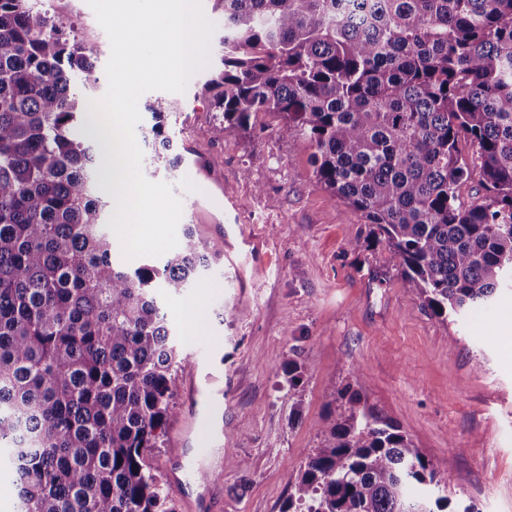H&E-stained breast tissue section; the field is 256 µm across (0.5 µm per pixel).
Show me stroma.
<instances>
[{
    "mask_svg": "<svg viewBox=\"0 0 512 512\" xmlns=\"http://www.w3.org/2000/svg\"><path fill=\"white\" fill-rule=\"evenodd\" d=\"M49 9L91 50L87 90L102 97L111 46L87 0ZM218 66L211 60L170 96L165 126L181 169L141 146L143 175L180 187L181 225L217 257L193 288L155 290L175 345L197 367L196 377L178 374L165 442L146 458L176 512L199 489L198 472L171 477L186 448L238 461L213 484L218 512H282L335 393L349 385L432 463L452 512H512V286L488 307L433 315L386 243L351 249L370 226L320 182L308 140L279 138L278 117L264 112L250 130L212 137L223 114L203 84ZM223 184L235 194L226 214ZM191 303L194 332L183 317ZM287 359L300 372L293 392L280 369Z\"/></svg>",
    "mask_w": 512,
    "mask_h": 512,
    "instance_id": "1",
    "label": "stroma"
}]
</instances>
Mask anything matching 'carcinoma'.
Returning <instances> with one entry per match:
<instances>
[{
  "mask_svg": "<svg viewBox=\"0 0 512 512\" xmlns=\"http://www.w3.org/2000/svg\"><path fill=\"white\" fill-rule=\"evenodd\" d=\"M224 124L276 114L327 190L386 242L438 317L493 302L512 266V0H221ZM90 52L35 0H0V449L17 512H175L146 451L184 370L153 294L209 268L186 227L127 270L102 231L100 154L81 120ZM153 142L168 149L148 106ZM475 146L485 195L464 208ZM283 512H444L430 462L348 385Z\"/></svg>",
  "mask_w": 512,
  "mask_h": 512,
  "instance_id": "cac0c4a2",
  "label": "carcinoma"
}]
</instances>
